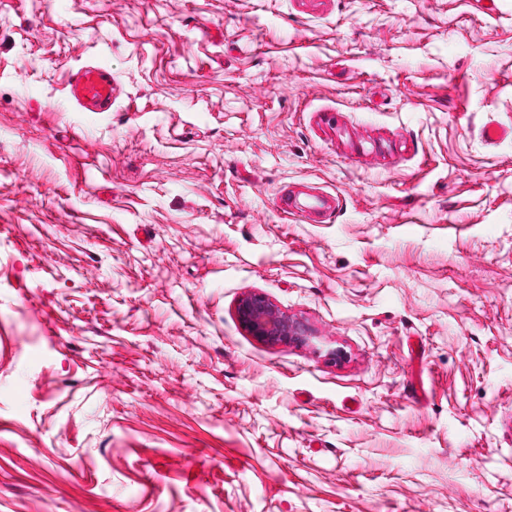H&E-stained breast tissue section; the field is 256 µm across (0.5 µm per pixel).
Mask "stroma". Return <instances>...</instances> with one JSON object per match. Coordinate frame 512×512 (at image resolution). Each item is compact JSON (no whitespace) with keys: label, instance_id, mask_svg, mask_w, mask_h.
<instances>
[{"label":"stroma","instance_id":"35a3bbf8","mask_svg":"<svg viewBox=\"0 0 512 512\" xmlns=\"http://www.w3.org/2000/svg\"><path fill=\"white\" fill-rule=\"evenodd\" d=\"M0 512H512V0H0ZM69 102L83 112H108L115 90L112 70L89 63L70 75L65 87ZM237 314L253 336L267 342H299L307 333L301 322L288 319L261 293L244 296L238 303Z\"/></svg>","mask_w":512,"mask_h":512}]
</instances>
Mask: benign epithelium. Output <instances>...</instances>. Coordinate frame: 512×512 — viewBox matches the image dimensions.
Here are the masks:
<instances>
[{
	"label": "benign epithelium",
	"mask_w": 512,
	"mask_h": 512,
	"mask_svg": "<svg viewBox=\"0 0 512 512\" xmlns=\"http://www.w3.org/2000/svg\"><path fill=\"white\" fill-rule=\"evenodd\" d=\"M241 324L257 338L271 342H299L306 328L299 321L288 319L261 293H250L238 303Z\"/></svg>",
	"instance_id": "obj_1"
}]
</instances>
